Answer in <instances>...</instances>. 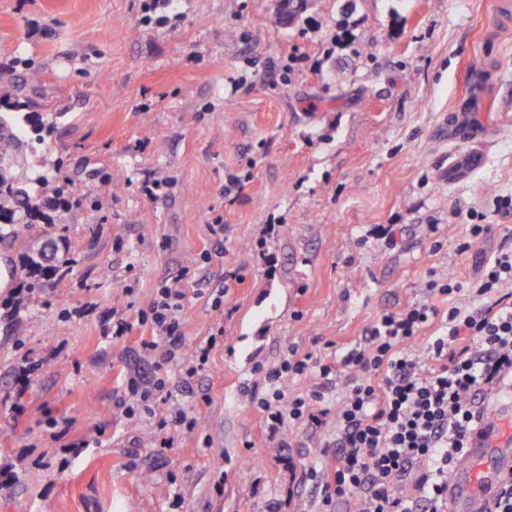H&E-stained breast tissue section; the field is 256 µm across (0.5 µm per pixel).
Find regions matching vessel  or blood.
Returning <instances> with one entry per match:
<instances>
[{
	"instance_id": "vessel-or-blood-1",
	"label": "vessel or blood",
	"mask_w": 512,
	"mask_h": 512,
	"mask_svg": "<svg viewBox=\"0 0 512 512\" xmlns=\"http://www.w3.org/2000/svg\"><path fill=\"white\" fill-rule=\"evenodd\" d=\"M448 127L467 146L448 164L451 176L480 170L483 153L470 149L482 136L480 125L451 114ZM512 478V375L481 395L478 416L470 432L464 457L448 470V512H493L499 491Z\"/></svg>"
}]
</instances>
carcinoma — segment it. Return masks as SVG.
<instances>
[{"label": "carcinoma", "instance_id": "carcinoma-1", "mask_svg": "<svg viewBox=\"0 0 512 512\" xmlns=\"http://www.w3.org/2000/svg\"><path fill=\"white\" fill-rule=\"evenodd\" d=\"M53 119L33 112L0 113V216L16 214L19 224L0 223V243L15 241L22 229L51 224L46 209L64 200L65 186L46 173L24 170L25 156L46 146ZM58 241L33 234L26 242L24 267L30 276L52 278L58 271Z\"/></svg>", "mask_w": 512, "mask_h": 512}]
</instances>
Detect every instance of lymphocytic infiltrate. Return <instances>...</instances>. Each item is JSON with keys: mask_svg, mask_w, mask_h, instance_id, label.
Here are the masks:
<instances>
[{"mask_svg": "<svg viewBox=\"0 0 512 512\" xmlns=\"http://www.w3.org/2000/svg\"><path fill=\"white\" fill-rule=\"evenodd\" d=\"M425 288L427 300L383 312L363 348L319 368L325 377L339 366L351 371L335 411L333 465L319 480L324 512L340 500L353 501L354 512H446L448 469L461 459L474 424L472 397L512 373V243H501L472 281L438 276ZM434 296L448 298L446 312L431 304ZM185 297L183 278L162 283L138 321L151 332L143 350L165 341L168 360L191 378L205 370L215 343L183 352ZM434 321L440 334L414 350ZM308 368L291 352L266 369L267 391L257 404L270 441L280 440L292 422L324 424L323 392L290 399L284 391L290 377Z\"/></svg>", "mask_w": 512, "mask_h": 512, "instance_id": "lymphocytic-infiltrate-1", "label": "lymphocytic infiltrate"}]
</instances>
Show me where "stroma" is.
Masks as SVG:
<instances>
[{"label": "stroma", "instance_id": "obj_1", "mask_svg": "<svg viewBox=\"0 0 512 512\" xmlns=\"http://www.w3.org/2000/svg\"><path fill=\"white\" fill-rule=\"evenodd\" d=\"M145 3L0 0V70L26 81L0 112L58 113L28 164L68 188L56 276L19 296L23 246L0 245V304L17 302L0 319V512H318L302 473L324 469L331 432L293 423L273 443L251 392L293 348L311 360L288 397L337 403L320 364L424 300L432 274L471 280L512 241V211L494 206L512 197V22L497 27L498 0H308L292 21L279 0ZM464 109L494 133L484 167L452 182L440 125ZM470 209L492 231L461 253ZM186 270L183 344L217 338L192 378L144 353L136 322ZM114 310L133 326L107 338ZM132 377L164 379L171 400L127 416ZM175 405L197 426L156 447ZM50 416L70 419L65 440Z\"/></svg>", "mask_w": 512, "mask_h": 512}]
</instances>
